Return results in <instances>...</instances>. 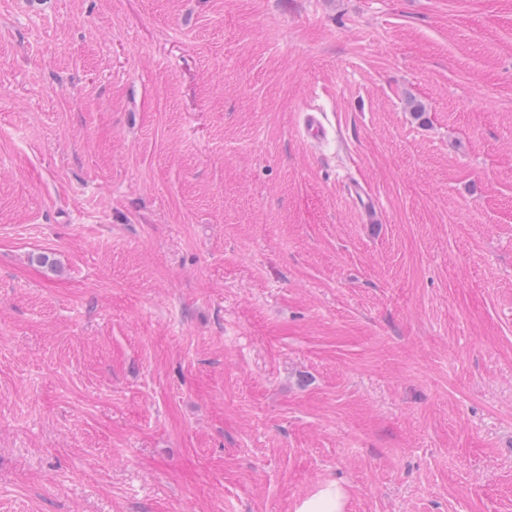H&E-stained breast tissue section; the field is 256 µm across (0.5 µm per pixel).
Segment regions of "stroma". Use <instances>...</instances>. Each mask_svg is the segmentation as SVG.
I'll return each mask as SVG.
<instances>
[{
    "label": "stroma",
    "mask_w": 512,
    "mask_h": 512,
    "mask_svg": "<svg viewBox=\"0 0 512 512\" xmlns=\"http://www.w3.org/2000/svg\"><path fill=\"white\" fill-rule=\"evenodd\" d=\"M330 481L512 512V0H0V512ZM304 133L313 143H320L328 137L329 127L322 112H306ZM345 191L367 224L379 223L380 202L374 191L365 182L351 179L345 183Z\"/></svg>",
    "instance_id": "1"
}]
</instances>
